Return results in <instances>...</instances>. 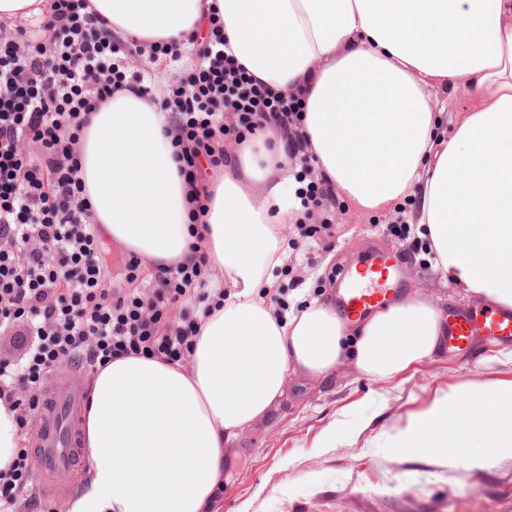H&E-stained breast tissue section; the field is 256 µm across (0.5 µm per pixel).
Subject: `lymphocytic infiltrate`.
<instances>
[{"mask_svg":"<svg viewBox=\"0 0 512 512\" xmlns=\"http://www.w3.org/2000/svg\"><path fill=\"white\" fill-rule=\"evenodd\" d=\"M86 7V0H54L38 28L0 39V330L14 331L24 351L21 362L0 360V401L18 411L23 430L51 373L75 361L93 373L138 354L183 361L200 315L224 299L200 251L157 270L149 283L141 260L130 256L123 285L110 282L83 196L80 135L113 92L150 94L152 76L129 72L122 45ZM224 46V24L212 18L197 64L160 102L173 118L178 172L195 191L197 217L208 199L206 169H223L230 160L226 136L240 145L264 124H276L302 174L313 170L293 130L301 95L254 78ZM192 298L200 314L171 321V308ZM32 471L28 448L18 449L0 471V512L27 506Z\"/></svg>","mask_w":512,"mask_h":512,"instance_id":"obj_1","label":"lymphocytic infiltrate"}]
</instances>
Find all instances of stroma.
<instances>
[{
  "instance_id": "35a3bbf8",
  "label": "stroma",
  "mask_w": 512,
  "mask_h": 512,
  "mask_svg": "<svg viewBox=\"0 0 512 512\" xmlns=\"http://www.w3.org/2000/svg\"><path fill=\"white\" fill-rule=\"evenodd\" d=\"M394 220L355 211L342 196L312 209L314 237L287 230L276 296L333 298L339 271L354 270L373 245L399 256L402 293L419 292L451 315L479 309L481 299L444 284L430 266L421 230L398 237ZM467 383L511 384L512 345L479 336L467 351L445 349L387 382L369 381L346 364L324 381L289 375L277 410L227 450L228 481L212 512H512V455L489 470L443 467L419 452L397 456L379 445ZM341 420L347 432L324 447Z\"/></svg>"
}]
</instances>
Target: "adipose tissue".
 <instances>
[{
    "instance_id": "obj_1",
    "label": "adipose tissue",
    "mask_w": 512,
    "mask_h": 512,
    "mask_svg": "<svg viewBox=\"0 0 512 512\" xmlns=\"http://www.w3.org/2000/svg\"><path fill=\"white\" fill-rule=\"evenodd\" d=\"M106 28L148 49L196 46L209 10L251 75L304 95L298 127L314 171L365 212L420 225L448 283L512 308V0H89ZM474 105L444 127L438 91ZM171 115L125 90L81 134L84 196L104 237L153 266L201 244L224 278L185 363L131 355L89 380L88 469L69 512H211L224 450L268 417L289 374L327 379L348 363L375 382L441 353L443 311L413 294L358 320L312 299L280 312L265 296L302 221L279 129L267 126L208 184L191 224ZM388 448L489 468L512 452V386L438 398Z\"/></svg>"
}]
</instances>
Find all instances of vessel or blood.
<instances>
[{"mask_svg":"<svg viewBox=\"0 0 512 512\" xmlns=\"http://www.w3.org/2000/svg\"><path fill=\"white\" fill-rule=\"evenodd\" d=\"M401 287L399 261L387 252L369 256L360 278L350 280L336 300L343 314L359 318L374 307L392 301ZM512 341V309L483 305L478 311L459 313L448 322V345L466 350L474 337ZM83 389L72 376L53 377L39 405L42 426L34 450V467L47 498L71 489L70 478L83 458L74 411Z\"/></svg>","mask_w":512,"mask_h":512,"instance_id":"1","label":"vessel or blood"}]
</instances>
